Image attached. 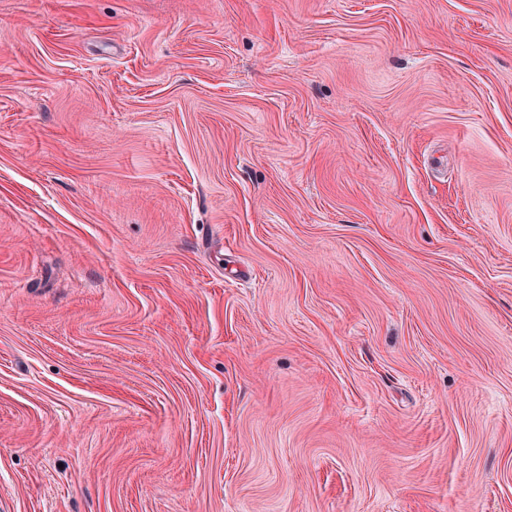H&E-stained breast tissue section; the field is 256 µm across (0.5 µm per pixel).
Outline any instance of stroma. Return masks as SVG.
<instances>
[{"label": "stroma", "mask_w": 512, "mask_h": 512, "mask_svg": "<svg viewBox=\"0 0 512 512\" xmlns=\"http://www.w3.org/2000/svg\"><path fill=\"white\" fill-rule=\"evenodd\" d=\"M0 512H512V0H0Z\"/></svg>", "instance_id": "1"}]
</instances>
